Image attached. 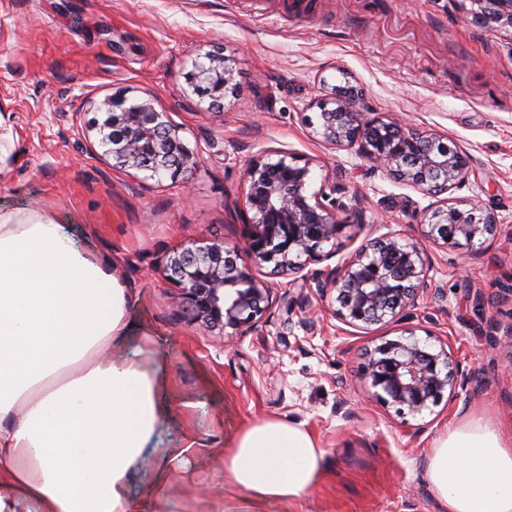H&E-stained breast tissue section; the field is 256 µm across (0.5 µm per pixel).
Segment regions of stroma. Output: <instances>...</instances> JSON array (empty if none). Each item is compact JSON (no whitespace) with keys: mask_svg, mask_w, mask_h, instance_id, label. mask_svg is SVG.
<instances>
[{"mask_svg":"<svg viewBox=\"0 0 512 512\" xmlns=\"http://www.w3.org/2000/svg\"><path fill=\"white\" fill-rule=\"evenodd\" d=\"M469 0H312L267 18L250 0H0V210L41 211L115 265L131 293V353L150 333L165 365L161 449L129 482L146 501L163 479L175 512H224V450L267 417L302 424L326 451L302 503L263 512H444L426 476L448 430L481 418L512 430V29L474 24ZM236 59L220 113L187 93L193 51ZM362 91L374 113L447 137L470 157L449 191L493 212L474 250L428 245L425 296L408 317L357 329L311 282L276 278L273 303L243 333L205 335L166 298L167 252L198 239L233 245L250 233L234 212L246 164L268 151L311 163L313 182L358 195L366 221L325 245L323 270L365 240L421 235L434 198L312 133L332 88ZM153 96L200 162L186 184L113 169L91 128L111 96ZM413 329L447 343L458 368L451 401L398 415L369 395L365 351Z\"/></svg>","mask_w":512,"mask_h":512,"instance_id":"35a3bbf8","label":"stroma"}]
</instances>
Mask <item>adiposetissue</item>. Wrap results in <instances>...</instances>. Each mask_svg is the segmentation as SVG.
<instances>
[{"label":"adipose tissue","instance_id":"adipose-tissue-1","mask_svg":"<svg viewBox=\"0 0 512 512\" xmlns=\"http://www.w3.org/2000/svg\"><path fill=\"white\" fill-rule=\"evenodd\" d=\"M127 285L63 225L0 211V512H141L128 494L156 449L164 382L130 331ZM326 451L302 425L263 418L224 452L229 512L305 499ZM427 478L446 512H512V442L480 419L440 438Z\"/></svg>","mask_w":512,"mask_h":512}]
</instances>
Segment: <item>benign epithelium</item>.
<instances>
[{
	"instance_id": "7a95c632",
	"label": "benign epithelium",
	"mask_w": 512,
	"mask_h": 512,
	"mask_svg": "<svg viewBox=\"0 0 512 512\" xmlns=\"http://www.w3.org/2000/svg\"><path fill=\"white\" fill-rule=\"evenodd\" d=\"M474 21L484 28H512V0H472ZM188 87L208 108H224L236 86L234 58L224 51L196 52ZM319 124L313 133L332 146L355 151L373 167L407 182L423 194L438 197L460 187L469 170V155L454 144L391 117L370 112L363 94L321 99ZM102 119L92 129L112 168L188 183L200 159L190 150L170 113L148 97L127 103L124 97L104 99ZM336 183L324 181L311 190L310 162L285 152H268L251 161L243 173L239 214L252 231L243 244L196 241L171 249L163 266L174 286L171 303L192 324L212 332L233 334L256 324L272 304V288L254 270L272 265L271 273L292 282L318 284L335 295L336 315L346 324L367 329L384 326L415 306L430 290L425 243L472 250L495 233L491 212L475 205L441 204L425 210L423 239L401 243L395 238L371 240L348 261L309 273L308 265L323 260V245L338 238L348 220L364 223L362 200L326 205ZM408 336L389 339L366 352L363 382L378 401L396 413L416 416L453 398L458 383L451 351L435 349Z\"/></svg>"
}]
</instances>
